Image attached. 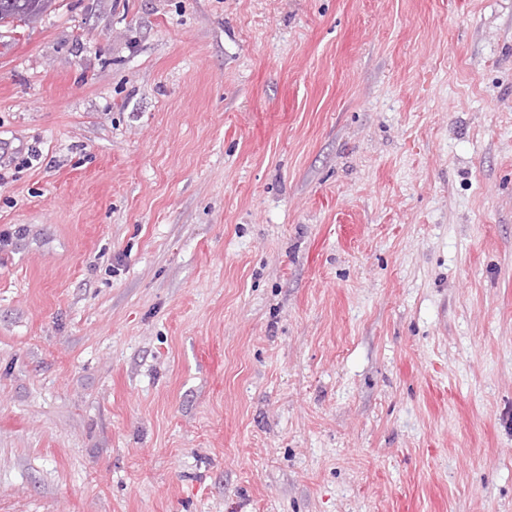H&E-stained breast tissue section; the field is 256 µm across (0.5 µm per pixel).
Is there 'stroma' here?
I'll list each match as a JSON object with an SVG mask.
<instances>
[{"label": "stroma", "mask_w": 512, "mask_h": 512, "mask_svg": "<svg viewBox=\"0 0 512 512\" xmlns=\"http://www.w3.org/2000/svg\"><path fill=\"white\" fill-rule=\"evenodd\" d=\"M1 230L0 512H512V0H53Z\"/></svg>", "instance_id": "35a3bbf8"}]
</instances>
